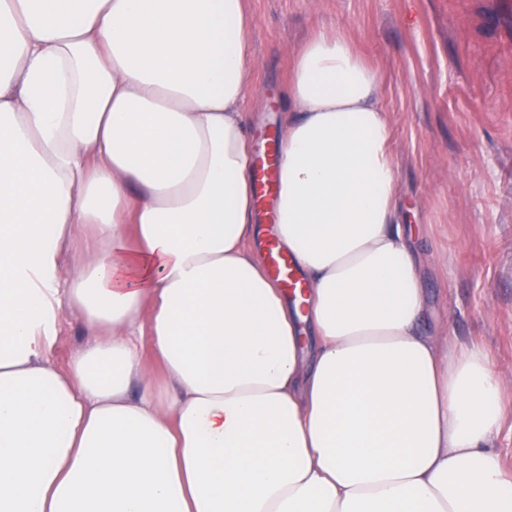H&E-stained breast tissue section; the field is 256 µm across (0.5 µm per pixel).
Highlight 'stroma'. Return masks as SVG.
Segmentation results:
<instances>
[{"mask_svg":"<svg viewBox=\"0 0 512 512\" xmlns=\"http://www.w3.org/2000/svg\"><path fill=\"white\" fill-rule=\"evenodd\" d=\"M254 141L281 127L292 52L342 29L380 71L428 333L476 343L512 385V0H248ZM62 308L50 360L85 343Z\"/></svg>","mask_w":512,"mask_h":512,"instance_id":"35a3bbf8","label":"stroma"}]
</instances>
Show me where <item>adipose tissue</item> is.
Segmentation results:
<instances>
[{"label": "adipose tissue", "instance_id": "ef3b65f1", "mask_svg": "<svg viewBox=\"0 0 512 512\" xmlns=\"http://www.w3.org/2000/svg\"><path fill=\"white\" fill-rule=\"evenodd\" d=\"M246 0H0V512H512V408L424 334L379 74L292 53L265 272ZM88 340L49 354L62 307ZM162 369L155 379L144 355ZM267 228L266 242L272 237V224L269 221H262ZM267 265L270 274L281 284L282 288L295 299L303 300L307 286L297 277L292 260L287 252L279 245L275 238H271L267 245ZM492 447L499 454L504 470L512 475V410L503 418Z\"/></svg>", "mask_w": 512, "mask_h": 512}]
</instances>
